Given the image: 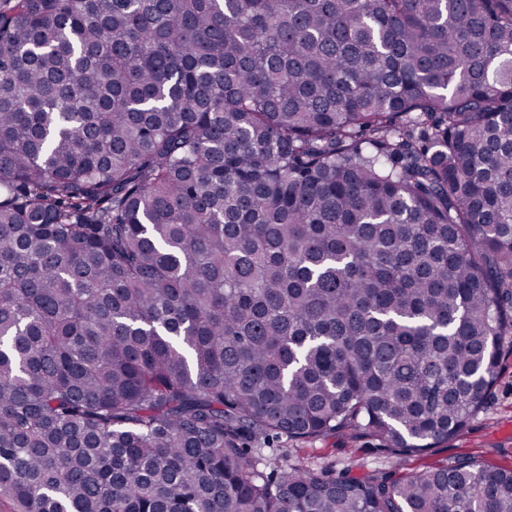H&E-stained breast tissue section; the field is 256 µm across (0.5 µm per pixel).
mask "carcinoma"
Masks as SVG:
<instances>
[{
	"label": "carcinoma",
	"mask_w": 512,
	"mask_h": 512,
	"mask_svg": "<svg viewBox=\"0 0 512 512\" xmlns=\"http://www.w3.org/2000/svg\"><path fill=\"white\" fill-rule=\"evenodd\" d=\"M512 336V0L0 11V497L15 512H512L263 448L457 436Z\"/></svg>",
	"instance_id": "obj_1"
}]
</instances>
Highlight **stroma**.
<instances>
[{
    "label": "stroma",
    "instance_id": "1",
    "mask_svg": "<svg viewBox=\"0 0 512 512\" xmlns=\"http://www.w3.org/2000/svg\"><path fill=\"white\" fill-rule=\"evenodd\" d=\"M261 469L273 475L283 464H303L333 473L393 478L455 464L470 456L494 469H512V354H505L499 379L484 409L457 436L426 454L396 458L364 439L336 435L307 441H281L265 449Z\"/></svg>",
    "mask_w": 512,
    "mask_h": 512
}]
</instances>
